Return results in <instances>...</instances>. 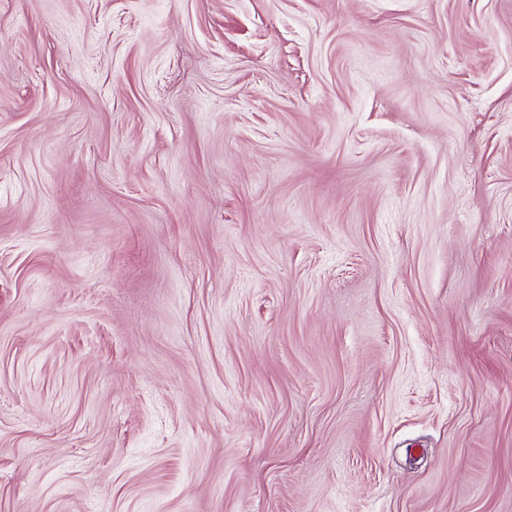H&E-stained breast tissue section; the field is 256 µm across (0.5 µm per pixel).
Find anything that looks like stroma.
<instances>
[{
    "mask_svg": "<svg viewBox=\"0 0 512 512\" xmlns=\"http://www.w3.org/2000/svg\"><path fill=\"white\" fill-rule=\"evenodd\" d=\"M0 512H512V0H0Z\"/></svg>",
    "mask_w": 512,
    "mask_h": 512,
    "instance_id": "stroma-1",
    "label": "stroma"
}]
</instances>
